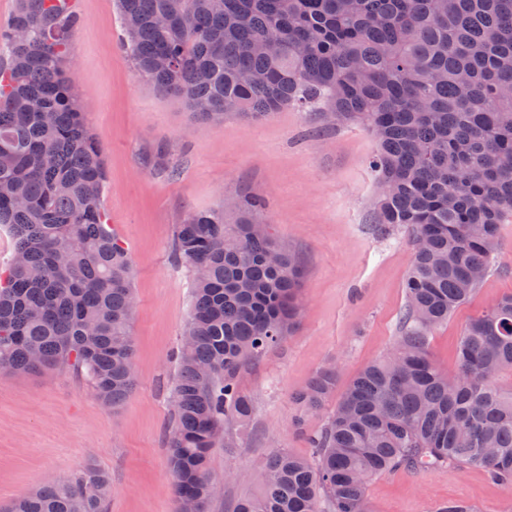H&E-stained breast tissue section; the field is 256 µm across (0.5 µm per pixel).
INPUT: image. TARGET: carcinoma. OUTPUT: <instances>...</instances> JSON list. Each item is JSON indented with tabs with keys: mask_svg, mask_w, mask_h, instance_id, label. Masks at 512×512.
<instances>
[{
	"mask_svg": "<svg viewBox=\"0 0 512 512\" xmlns=\"http://www.w3.org/2000/svg\"><path fill=\"white\" fill-rule=\"evenodd\" d=\"M122 49L158 92L199 117H266L321 106L376 140L375 220L405 227L406 309L390 353L351 381L312 458L272 451L259 494L235 512H368L367 481L456 465L512 490V293L465 325L453 376L429 334L496 263L512 221V0H116ZM75 19L61 0H19L0 31V224L22 263L0 271V369L71 368L104 404L135 388L128 251L106 228L104 150L68 73ZM223 210L177 225L193 270L190 321L174 354L169 465L176 512H209L211 454L239 445L252 401L248 363L297 323L302 271L251 218ZM336 388L316 372L297 400ZM109 475L93 466L45 484L9 512H102Z\"/></svg>",
	"mask_w": 512,
	"mask_h": 512,
	"instance_id": "cac0c4a2",
	"label": "carcinoma"
}]
</instances>
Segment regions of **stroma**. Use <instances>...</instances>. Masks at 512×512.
<instances>
[{
	"label": "stroma",
	"instance_id": "35a3bbf8",
	"mask_svg": "<svg viewBox=\"0 0 512 512\" xmlns=\"http://www.w3.org/2000/svg\"><path fill=\"white\" fill-rule=\"evenodd\" d=\"M70 39L85 119L104 148V209L133 264L136 388L119 409L102 404L70 369L0 371V512L87 465L108 473L107 512H176L165 443L171 417L172 353L190 319L193 280L172 250L177 224L198 211L233 212L258 195L255 214L298 256L301 316L282 343L240 384L253 405L240 447L218 448L211 475L224 491L210 512H234L258 493L254 480L271 451L310 456V435L369 363L390 352L405 308L411 251L406 232L374 223L377 187L371 135L318 110L287 108L253 120L195 116L159 93L120 50L114 0H76ZM512 293V223L500 225L497 261L476 293L433 329L430 355L445 373L470 317ZM336 369V392L319 409L296 399L319 369ZM371 512H437L450 500L475 512H512V491L458 466L398 469L367 484Z\"/></svg>",
	"mask_w": 512,
	"mask_h": 512
}]
</instances>
